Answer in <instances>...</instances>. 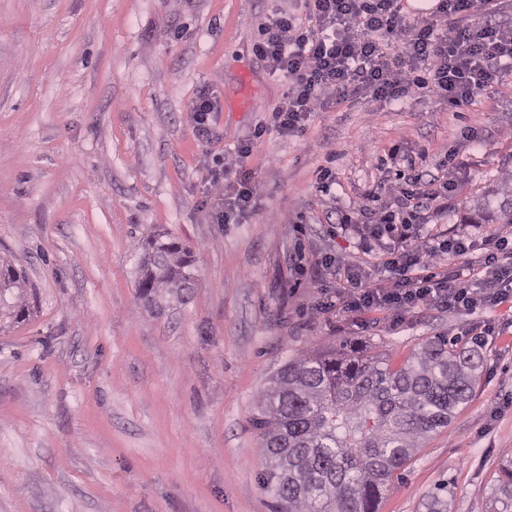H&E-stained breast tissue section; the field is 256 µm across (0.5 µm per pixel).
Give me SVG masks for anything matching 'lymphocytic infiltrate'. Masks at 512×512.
<instances>
[{"mask_svg":"<svg viewBox=\"0 0 512 512\" xmlns=\"http://www.w3.org/2000/svg\"><path fill=\"white\" fill-rule=\"evenodd\" d=\"M304 14L281 11L261 24L255 54L288 91L268 114L263 132L304 136L314 116L339 101L398 103L430 93L449 108L473 102L512 74V27L492 24V0H436L428 16L413 17L404 0H302ZM252 142L239 144L234 161L213 172L208 191L214 221L227 224L253 211L259 181L242 168ZM465 158L448 157L443 176L418 175L405 186L366 191L346 212L341 229H354L363 246L378 245L382 283L344 269L342 308L351 313L389 309L397 317L436 306L474 312L512 301V246L491 233L439 237L423 228L457 188ZM477 255L478 282L457 271L431 274L444 255Z\"/></svg>","mask_w":512,"mask_h":512,"instance_id":"f902f5d3","label":"lymphocytic infiltrate"}]
</instances>
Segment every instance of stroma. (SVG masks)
<instances>
[{
    "label": "stroma",
    "mask_w": 512,
    "mask_h": 512,
    "mask_svg": "<svg viewBox=\"0 0 512 512\" xmlns=\"http://www.w3.org/2000/svg\"><path fill=\"white\" fill-rule=\"evenodd\" d=\"M299 0H0V257L23 265L30 318L0 332V512H271L256 403L288 357L349 345L400 363L429 336L485 337L475 397L393 481L379 512H422L442 477L450 512H483L512 449V312L396 319L319 309L337 278L296 280L294 254L369 266L341 213L381 181L467 157L430 233L512 238L472 197L512 172V79L448 109L421 94L342 103L307 134L255 139L286 82L255 56L262 18ZM211 94L208 138L190 106ZM479 129L480 148L462 129ZM254 141L262 205L212 221V171ZM427 148L415 170L393 145ZM336 179L318 188L322 171ZM305 232H297L296 224ZM190 248L199 285L157 315L137 298L140 240Z\"/></svg>",
    "instance_id": "obj_1"
}]
</instances>
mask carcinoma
<instances>
[{"mask_svg":"<svg viewBox=\"0 0 512 512\" xmlns=\"http://www.w3.org/2000/svg\"><path fill=\"white\" fill-rule=\"evenodd\" d=\"M491 223L512 224V173L482 192ZM198 271L172 236L147 241L135 288L157 313L192 295ZM30 315L26 273L0 259V327ZM481 337L424 339L401 364L353 349L288 358L258 401V448L269 462L274 512H378L395 474L472 399L484 366ZM450 481H437L423 512H449ZM486 512H512V451L500 463Z\"/></svg>","mask_w":512,"mask_h":512,"instance_id":"cac0c4a2","label":"carcinoma"}]
</instances>
